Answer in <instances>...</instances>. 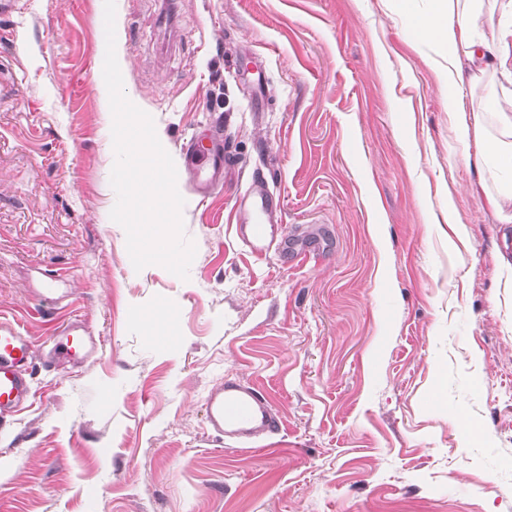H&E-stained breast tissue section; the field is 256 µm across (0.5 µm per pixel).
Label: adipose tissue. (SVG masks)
<instances>
[{
  "label": "adipose tissue",
  "instance_id": "obj_1",
  "mask_svg": "<svg viewBox=\"0 0 512 512\" xmlns=\"http://www.w3.org/2000/svg\"><path fill=\"white\" fill-rule=\"evenodd\" d=\"M432 13L421 14L415 0H392L410 31L437 39L447 49L448 65L441 83L450 127L463 145H475V162L485 177L493 179L492 204L502 223H512V24L501 26L495 42H486L480 29L488 11L512 15V0H434ZM474 74H498L487 107L497 119L489 133L480 117H467L459 89L464 68Z\"/></svg>",
  "mask_w": 512,
  "mask_h": 512
}]
</instances>
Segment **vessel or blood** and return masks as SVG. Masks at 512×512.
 <instances>
[{
	"label": "vessel or blood",
	"instance_id": "vessel-or-blood-1",
	"mask_svg": "<svg viewBox=\"0 0 512 512\" xmlns=\"http://www.w3.org/2000/svg\"><path fill=\"white\" fill-rule=\"evenodd\" d=\"M190 159L200 199H207L224 177V152L219 142L199 150L195 141L184 147ZM251 252L265 256L273 237V227L249 223L244 227ZM95 339L88 327L74 319L57 326L53 349L67 361L75 362L91 354ZM37 357L35 345L15 321L0 317V419L12 416L30 403L32 386L30 368ZM210 428L225 439L250 443L275 434L281 424L269 398L259 389L237 380L225 381L213 388L206 400Z\"/></svg>",
	"mask_w": 512,
	"mask_h": 512
}]
</instances>
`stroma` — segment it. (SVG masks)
Segmentation results:
<instances>
[{
	"mask_svg": "<svg viewBox=\"0 0 512 512\" xmlns=\"http://www.w3.org/2000/svg\"><path fill=\"white\" fill-rule=\"evenodd\" d=\"M161 3L116 0V25L175 162L185 281L135 270L110 218L103 0L0 14V316L42 350L70 314L96 338L72 367L39 356L0 423V512H512V224L449 130L443 45L391 0H174L169 27ZM214 128L230 161L202 202L181 145ZM258 185L260 259L238 212ZM227 379L281 420L257 448L206 424ZM247 243L251 252L257 257L266 255L267 246L273 237V224L249 223L244 224Z\"/></svg>",
	"mask_w": 512,
	"mask_h": 512,
	"instance_id": "obj_1",
	"label": "stroma"
}]
</instances>
